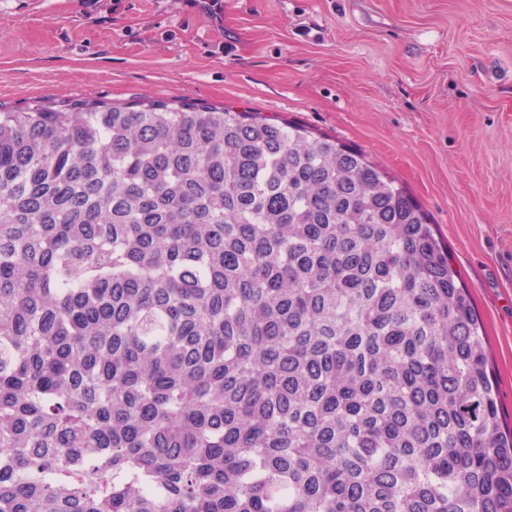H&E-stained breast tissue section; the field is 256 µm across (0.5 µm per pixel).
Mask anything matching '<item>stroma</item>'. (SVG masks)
Masks as SVG:
<instances>
[{"label": "stroma", "mask_w": 512, "mask_h": 512, "mask_svg": "<svg viewBox=\"0 0 512 512\" xmlns=\"http://www.w3.org/2000/svg\"><path fill=\"white\" fill-rule=\"evenodd\" d=\"M179 99L306 125L416 197L512 424V0H0V106Z\"/></svg>", "instance_id": "obj_1"}]
</instances>
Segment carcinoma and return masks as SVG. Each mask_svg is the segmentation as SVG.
<instances>
[{
	"mask_svg": "<svg viewBox=\"0 0 512 512\" xmlns=\"http://www.w3.org/2000/svg\"><path fill=\"white\" fill-rule=\"evenodd\" d=\"M0 512H512L425 210L260 112L0 108Z\"/></svg>",
	"mask_w": 512,
	"mask_h": 512,
	"instance_id": "carcinoma-1",
	"label": "carcinoma"
}]
</instances>
